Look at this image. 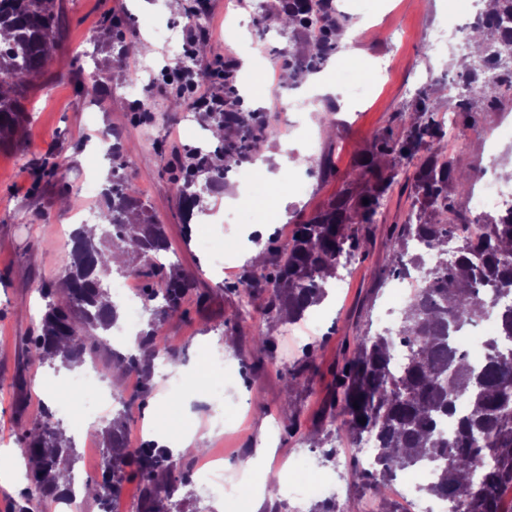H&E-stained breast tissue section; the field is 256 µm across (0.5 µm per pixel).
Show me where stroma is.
I'll return each mask as SVG.
<instances>
[{
	"label": "stroma",
	"mask_w": 512,
	"mask_h": 512,
	"mask_svg": "<svg viewBox=\"0 0 512 512\" xmlns=\"http://www.w3.org/2000/svg\"><path fill=\"white\" fill-rule=\"evenodd\" d=\"M254 0H207L194 16L172 11L167 0H56L58 44L43 76L27 92L30 113L16 144L0 147V457L18 454L22 427L38 417L42 405H53L58 388L71 377L68 369L26 361L25 341L37 335L44 301L40 282H55L71 264L68 233L81 208L101 210L103 198L82 191L85 175H110L111 162L98 152L103 133L119 134L127 174L156 219L165 224L173 261L194 273L207 293L204 304L188 299L161 324L167 348L178 355L181 376L168 361L153 371V390L144 403L127 410L128 441L146 440L148 415L172 413L179 429L196 430L201 446L214 452L225 442L224 480L235 485L246 475L234 456L240 449L261 455L269 476L298 468L310 475L335 477L337 462L353 465L358 449L346 437L334 443L336 458L323 462L322 449L307 438L333 391V371L355 347L356 337L379 332L385 311L392 306L400 283L389 266L393 225L403 223L412 198L401 185L416 163L401 161L381 209L380 222L365 250L344 261L345 280L334 281L323 303L310 311L311 322L288 325L270 318L260 304L247 303L233 292L239 270L252 249H265L291 236L295 222L343 194L359 196L368 182L347 179L351 168L387 131H401L414 115L418 93L432 88V100L446 104L449 76L459 72L455 54L436 43L437 30L463 22L457 0H341V12H353L369 25V36L351 47H338L321 66L339 93L325 97L306 112L289 110L305 80L265 94L245 93L243 109L269 117L275 133L265 144L266 173L257 183L272 192L270 209L250 208L225 222L229 200L241 188L225 178L222 190L208 193L204 223L188 222L179 205L177 187L187 177L179 166L188 151L214 150L213 122L188 104L173 106L176 84L163 78L172 62L169 42L152 39L153 27H170L182 39L188 27L207 29L210 44H199L194 69H220L225 61L235 73L259 79L273 71V61L289 51L309 47L307 30L283 33L274 21L255 15ZM121 18L134 31L135 42L152 39L155 54L118 56L111 40L102 36L108 19ZM154 68L148 86L136 96L124 95L128 74ZM109 81L93 101L84 89L96 73ZM471 135L449 145L460 164L471 172L496 175L512 164V95L498 107L478 105L462 121ZM306 152L307 169L282 167L278 159H297ZM241 237L231 256V270H213L197 247L209 235L223 243L226 233ZM272 339L271 353L254 350L257 335ZM223 360L222 382L197 376L199 356ZM312 360L307 379L289 384L288 368ZM25 388H18V380ZM300 427L287 430L289 418ZM29 478H15L0 469V512L30 504L31 512H58L55 500L33 498ZM392 504L399 512H416L398 486L379 496L356 490L343 479L336 499L342 512H369L373 499Z\"/></svg>",
	"instance_id": "obj_1"
}]
</instances>
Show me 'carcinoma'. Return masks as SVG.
Instances as JSON below:
<instances>
[{
    "instance_id": "obj_1",
    "label": "carcinoma",
    "mask_w": 512,
    "mask_h": 512,
    "mask_svg": "<svg viewBox=\"0 0 512 512\" xmlns=\"http://www.w3.org/2000/svg\"><path fill=\"white\" fill-rule=\"evenodd\" d=\"M333 0H277L269 18L288 30L297 24L310 27L307 56L282 67L298 78L317 69L336 50L337 36L350 18L332 7ZM490 10L475 23L472 34L484 35L481 48L463 57L464 74L477 81L485 64L512 50V0H490ZM0 144L15 143L27 113L24 91L44 73L55 48L57 17L54 0H0ZM512 89V70L501 73L496 85L483 87L479 95L448 99V106L465 117L479 101L499 100L497 90ZM224 131L211 154L192 153L187 170H210L212 189L224 187V172L232 165L257 157L273 133L270 121L243 111L224 100V111L208 113ZM112 179L103 187L107 230L96 239L76 228L71 234L73 263L58 286L40 287L46 300L40 334L25 348L31 361L58 359L67 365L86 354L109 347V333L118 323V306L102 280L112 273L133 276L146 284L143 306L146 327L136 337V347L113 354L114 362L128 374H136L138 390L123 408L145 399L152 390V364L163 338L159 324L178 312L185 297L206 300L197 280L177 263L158 262L170 251L163 224L152 219L139 197L134 180L125 173L127 164L119 142L111 144ZM418 159L413 175L415 217L392 228L395 246L393 272L420 274L418 286L397 326L373 336L356 337L352 356L336 373L341 398H332L320 422L336 425V432L355 441L363 434L378 442V466L354 467V487L376 491L393 481L398 471L423 460L437 462L434 482L423 493L446 498L450 512H512V305L501 298L512 293V209L495 217L465 222L466 233L457 236L456 258H443L433 269L423 267L422 257L409 255L411 245L431 248L448 241L458 225L445 215L454 204L450 191L466 192L473 175L459 167L447 153L443 120L430 100L428 89L419 93L415 116L400 132H386L348 173L350 182L368 177L374 186L364 197L343 196L331 201L296 224L290 238L266 248L260 264L246 266L235 285L250 298L264 300L267 314L290 324L299 322L309 309L326 297L327 276H335L339 259L360 250L373 226L380 223V208L392 186L394 170L403 159ZM187 216L204 212L203 199L184 181L178 189ZM368 203H362V199ZM122 251L126 260L116 269L110 254ZM491 315L497 332L483 342L478 361L460 353L453 334ZM408 347L405 361L392 368L397 343ZM468 402L464 415L456 414L459 398ZM366 423H360V420ZM454 432L442 431L448 421ZM109 458L102 478L95 483L100 504L135 480L139 485V512H167L157 508L178 488L175 465L167 449L145 445L129 450L126 414L120 412L101 432ZM32 481L44 498L60 499L59 476L70 473L75 446L52 411L44 408L23 434Z\"/></svg>"
}]
</instances>
